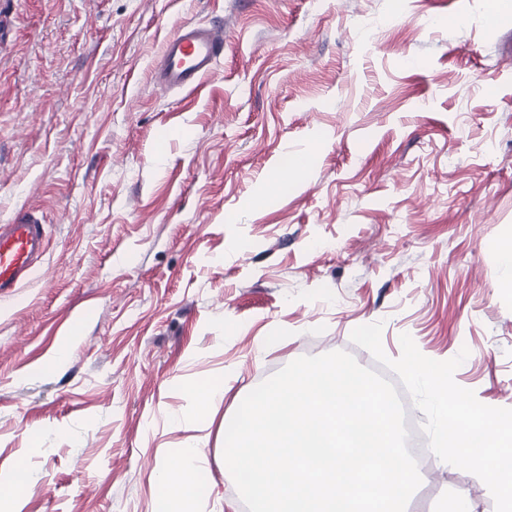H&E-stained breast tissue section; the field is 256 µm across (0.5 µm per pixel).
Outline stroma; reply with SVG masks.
<instances>
[{
    "instance_id": "obj_1",
    "label": "stroma",
    "mask_w": 512,
    "mask_h": 512,
    "mask_svg": "<svg viewBox=\"0 0 512 512\" xmlns=\"http://www.w3.org/2000/svg\"><path fill=\"white\" fill-rule=\"evenodd\" d=\"M188 22L223 23L224 55L160 92ZM30 207L48 251L0 296L23 512H158L191 445L198 512H248L226 421L298 357L377 369L361 325L393 359L404 333L468 349L456 383L512 408V0H0V224ZM421 478L408 512H495L472 473Z\"/></svg>"
}]
</instances>
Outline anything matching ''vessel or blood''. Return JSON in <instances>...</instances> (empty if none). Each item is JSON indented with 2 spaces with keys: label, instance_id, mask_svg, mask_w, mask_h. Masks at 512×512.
Returning <instances> with one entry per match:
<instances>
[{
  "label": "vessel or blood",
  "instance_id": "vessel-or-blood-1",
  "mask_svg": "<svg viewBox=\"0 0 512 512\" xmlns=\"http://www.w3.org/2000/svg\"><path fill=\"white\" fill-rule=\"evenodd\" d=\"M223 52V25H182L163 42L153 81L164 92L196 90ZM45 250L43 224L35 210H23L12 223L0 224V295L13 292L32 275Z\"/></svg>",
  "mask_w": 512,
  "mask_h": 512
}]
</instances>
